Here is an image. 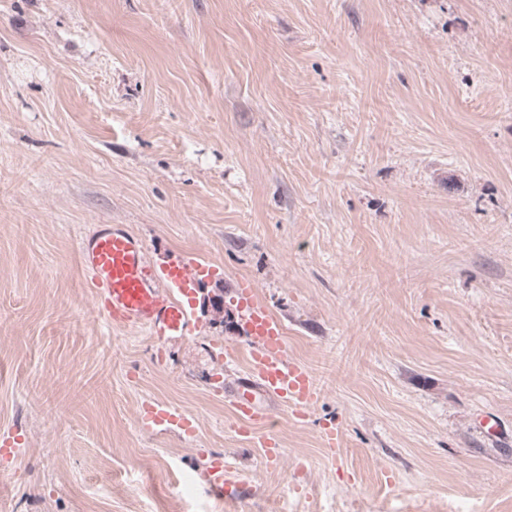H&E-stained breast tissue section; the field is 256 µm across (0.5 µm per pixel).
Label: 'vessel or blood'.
<instances>
[{
  "label": "vessel or blood",
  "mask_w": 512,
  "mask_h": 512,
  "mask_svg": "<svg viewBox=\"0 0 512 512\" xmlns=\"http://www.w3.org/2000/svg\"><path fill=\"white\" fill-rule=\"evenodd\" d=\"M84 266L101 288L108 317L119 328H148L151 336L166 343L187 336L198 324L195 285L205 277L208 264L179 255L156 258L123 227L102 225L80 246ZM238 325L249 338L247 382L229 389L236 415L244 421L266 422L261 405L265 396L302 406L316 398L310 373L292 362L286 350L282 322L258 299L249 285L240 288ZM143 428L156 433L178 431L192 435L191 419L178 408L159 401L145 404ZM210 493L223 497L235 482V473L223 458L211 460L205 470Z\"/></svg>",
  "instance_id": "obj_1"
}]
</instances>
